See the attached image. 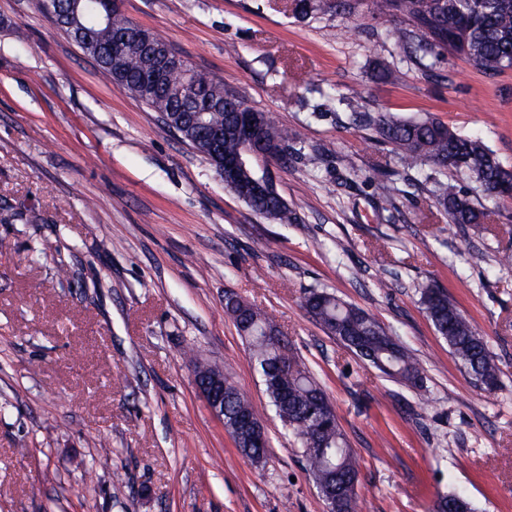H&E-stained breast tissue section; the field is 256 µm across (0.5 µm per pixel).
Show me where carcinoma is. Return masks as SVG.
I'll use <instances>...</instances> for the list:
<instances>
[{"label":"carcinoma","instance_id":"obj_1","mask_svg":"<svg viewBox=\"0 0 512 512\" xmlns=\"http://www.w3.org/2000/svg\"><path fill=\"white\" fill-rule=\"evenodd\" d=\"M39 9L96 64L102 79L111 83L160 115L173 116L181 138L204 157H209L196 126L179 121L182 111L178 91L200 102L213 101L207 122L224 128V155L239 153L241 142L234 132L236 103L241 97L224 85V80L195 70L191 65L173 75L167 85L145 88L143 63L138 48L130 47L112 56V41L129 29L132 21L123 14L99 18L97 0H38ZM304 15L325 14L341 8L354 9L353 0H297ZM376 14L403 16L408 27L396 33L397 42L418 59L433 57L435 51L464 57L478 69L496 75L512 69V0H373ZM261 119L260 140L280 149L275 160L288 161V145L296 134L257 110ZM353 123L374 126L379 138L393 146L400 165L410 169L427 165L436 176L438 204L456 225L487 224L491 211L462 194L455 184L441 180L448 171L465 174L492 199L512 198V170L505 168L485 142L464 136L444 123L426 118L402 120L388 113L371 116L353 113ZM246 205L255 213L278 224H293L295 212L278 192L272 190L252 198ZM419 303L437 333L448 343L474 386L493 392L501 383L502 369L487 340L461 312L447 293L429 282L419 288ZM305 308L331 336L363 362L385 377L410 388L423 384L420 361L373 316L327 291L311 290ZM225 312L248 341L252 358L282 427L300 445L306 469L322 492L337 489L344 479L358 487L360 466L339 426L334 406L308 369L296 359L288 340L256 306L233 297ZM224 429L240 446V452L259 464L266 456L268 441L252 444L240 439L233 428L240 413L259 416L248 397L230 377L224 378ZM464 501L470 512L475 506L464 492L439 496L432 512H448V503ZM336 512H359V495L353 490L336 498Z\"/></svg>","mask_w":512,"mask_h":512}]
</instances>
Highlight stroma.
Listing matches in <instances>:
<instances>
[{"label": "stroma", "instance_id": "35a3bbf8", "mask_svg": "<svg viewBox=\"0 0 512 512\" xmlns=\"http://www.w3.org/2000/svg\"><path fill=\"white\" fill-rule=\"evenodd\" d=\"M193 67L299 133L271 166L297 223L225 188L203 155L123 90L36 0H0V512H325L269 405L227 293L256 304L332 401L361 470V512H431L463 490L512 512V200L458 228L354 112L433 115L512 169V70L440 54L424 71L372 0L305 18L292 0H121ZM394 80L377 79L379 69ZM393 170L385 203L375 167ZM67 275H60L59 264ZM431 282L486 337L502 386L475 387L421 308ZM333 292L425 367L422 390L365 366L307 313ZM224 368L269 444L257 466L194 383ZM108 465H99L101 449Z\"/></svg>", "mask_w": 512, "mask_h": 512}]
</instances>
